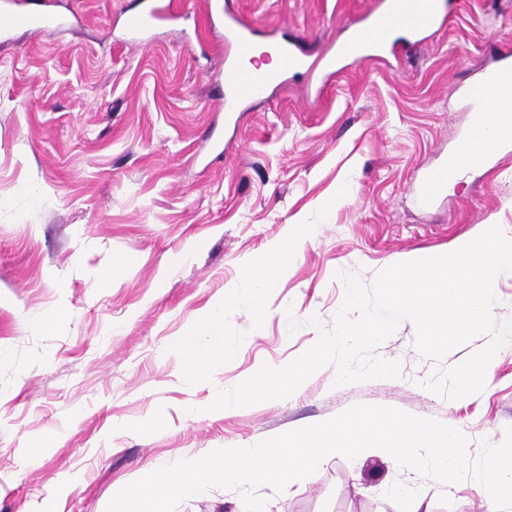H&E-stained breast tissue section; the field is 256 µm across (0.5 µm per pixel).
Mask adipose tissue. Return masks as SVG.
Instances as JSON below:
<instances>
[{
    "mask_svg": "<svg viewBox=\"0 0 512 512\" xmlns=\"http://www.w3.org/2000/svg\"><path fill=\"white\" fill-rule=\"evenodd\" d=\"M304 240V225H290L276 244L252 256L243 265L238 280L226 287L223 297L209 306L202 323L181 344L189 363L183 374L185 384H196L212 367L223 364L225 358L232 355L228 344L214 341V325L237 307L262 309L265 298L286 274L290 258L298 253Z\"/></svg>",
    "mask_w": 512,
    "mask_h": 512,
    "instance_id": "1",
    "label": "adipose tissue"
}]
</instances>
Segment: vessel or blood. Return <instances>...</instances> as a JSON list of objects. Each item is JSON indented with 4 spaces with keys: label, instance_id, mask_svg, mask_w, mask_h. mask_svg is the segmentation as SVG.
<instances>
[{
    "label": "vessel or blood",
    "instance_id": "1",
    "mask_svg": "<svg viewBox=\"0 0 512 512\" xmlns=\"http://www.w3.org/2000/svg\"><path fill=\"white\" fill-rule=\"evenodd\" d=\"M454 16L451 0H377L365 20L379 30L380 38L363 40L359 30H352L346 40L337 42L321 64L309 63L307 54L299 43L286 39L274 43L277 67L261 75L248 69L244 61L254 47L253 30L232 9L217 11L209 8L210 25L224 32V45L228 51L226 65L233 74L232 82L224 90L223 107L228 121H235L247 104L262 100L270 86H283L291 74L302 70L319 71L322 77L340 73L348 65L380 62L386 65L400 61L408 51L426 40L433 33L447 27ZM180 18L179 0H151L146 13L131 19L126 25L127 41L132 45L145 43L158 29L175 23ZM15 26L44 28L63 26L58 17H42L27 12L11 14ZM501 74L493 69L472 82L464 91L472 112L473 122L464 135V142L478 143L489 124H512V81L504 89H497L494 82Z\"/></svg>",
    "mask_w": 512,
    "mask_h": 512
}]
</instances>
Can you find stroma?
Returning <instances> with one entry per match:
<instances>
[{
  "instance_id": "1",
  "label": "stroma",
  "mask_w": 512,
  "mask_h": 512,
  "mask_svg": "<svg viewBox=\"0 0 512 512\" xmlns=\"http://www.w3.org/2000/svg\"><path fill=\"white\" fill-rule=\"evenodd\" d=\"M140 0H15L71 16L69 29L14 28L0 39V512H35L72 485L62 512H106L114 487L208 449L239 447L328 420L357 404L454 423L477 457L512 425V353L467 403L424 387L487 341L441 360L400 323L372 352L401 376L336 385L323 367L292 396L203 414L215 390L261 364L281 367L331 329L343 274L372 285L389 264L444 251L496 221L512 236V155L467 170L430 208L414 188L471 121L455 89L512 62V0H457L448 28L400 69L355 65L327 86L299 75L226 125L223 32L207 0L156 39L121 38ZM376 0H230L264 44L289 36L311 55ZM205 28L208 53L188 35ZM342 195L330 214L320 204ZM301 250L257 314L241 306L217 334L235 354L188 387L177 348L209 302L293 222ZM129 271L96 285L113 258ZM56 317L55 335L43 323ZM317 325H310V318ZM199 407V415L188 407ZM156 419L154 428L142 421ZM52 435L23 467L25 439ZM265 512H495L480 484L451 485L376 454L326 459L283 491L259 487ZM176 512H245L241 489L209 488Z\"/></svg>"
}]
</instances>
